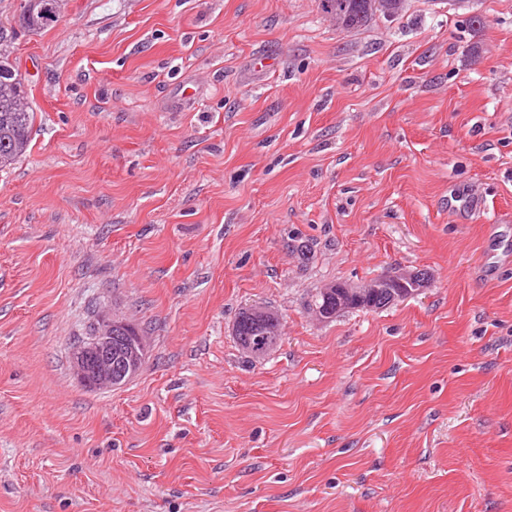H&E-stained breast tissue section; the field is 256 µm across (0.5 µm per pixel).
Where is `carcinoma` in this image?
Here are the masks:
<instances>
[{
  "mask_svg": "<svg viewBox=\"0 0 512 512\" xmlns=\"http://www.w3.org/2000/svg\"><path fill=\"white\" fill-rule=\"evenodd\" d=\"M61 0H24L19 14L20 26L27 31L45 30L59 17ZM341 12V27L347 30L360 28L374 18L368 0H331ZM17 32L15 28L0 25V171L14 166L24 157L30 146V136L36 112L29 98L25 79L10 62L11 44ZM343 309L379 310L387 307L386 298L377 294L365 297L357 303H344L336 294L325 295L319 291L314 306L336 311ZM239 333L236 336L241 348L250 343L268 340L275 344L280 340V326L265 319L239 313L236 320Z\"/></svg>",
  "mask_w": 512,
  "mask_h": 512,
  "instance_id": "cac0c4a2",
  "label": "carcinoma"
}]
</instances>
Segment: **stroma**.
<instances>
[{
    "mask_svg": "<svg viewBox=\"0 0 512 512\" xmlns=\"http://www.w3.org/2000/svg\"><path fill=\"white\" fill-rule=\"evenodd\" d=\"M63 0L12 58L0 172V512H512V0ZM424 270L380 310L320 288ZM263 305V358L232 328ZM147 343L92 390L93 313ZM333 2L339 8L341 16V27L347 30L357 29L365 26L374 17L383 16L385 18H392L396 11H402L406 5L407 0H373L370 5L372 9L367 6L368 0H327ZM389 1H395L389 3ZM16 35L15 28L0 25V171L26 155L36 118L25 78L10 62Z\"/></svg>",
    "mask_w": 512,
    "mask_h": 512,
    "instance_id": "obj_1",
    "label": "stroma"
}]
</instances>
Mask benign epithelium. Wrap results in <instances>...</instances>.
Wrapping results in <instances>:
<instances>
[{"instance_id":"7a95c632","label":"benign epithelium","mask_w":512,"mask_h":512,"mask_svg":"<svg viewBox=\"0 0 512 512\" xmlns=\"http://www.w3.org/2000/svg\"><path fill=\"white\" fill-rule=\"evenodd\" d=\"M372 9L378 16L391 18L403 10L407 0H371ZM427 278L422 270L397 272L367 282L351 284L336 282L327 286L348 296L359 295L368 290L387 293L388 300L415 295ZM400 284L409 286V293H395L391 287ZM146 357V342L125 320L104 313L91 323L87 335L71 347V359L78 379L92 388H112L134 377L142 368Z\"/></svg>"}]
</instances>
